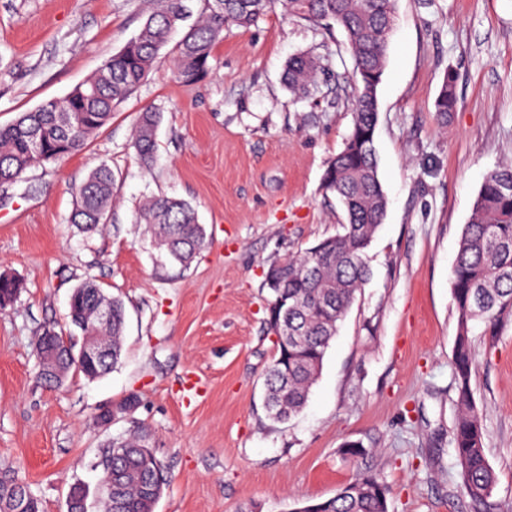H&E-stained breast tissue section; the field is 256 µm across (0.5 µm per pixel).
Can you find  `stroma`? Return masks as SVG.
Returning a JSON list of instances; mask_svg holds the SVG:
<instances>
[{
  "instance_id": "35a3bbf8",
  "label": "stroma",
  "mask_w": 512,
  "mask_h": 512,
  "mask_svg": "<svg viewBox=\"0 0 512 512\" xmlns=\"http://www.w3.org/2000/svg\"><path fill=\"white\" fill-rule=\"evenodd\" d=\"M155 0H0V124L87 80L135 37ZM378 90V175L387 208L367 251L371 277L341 323L304 409L262 407L275 350L263 268L345 223L323 189L352 128L353 61L344 32L289 16L282 0L225 28L208 75L174 74L162 49L149 80L63 160L0 185V273L21 285L0 310V472L25 478L44 512L70 489L101 497L112 439L140 429L165 467L155 512H291L333 497L359 442L389 489V512H472L450 444L457 410L451 268L485 174L512 160V0H396ZM321 66L310 94L284 80L290 57ZM457 108L435 110L447 74ZM161 112L151 162L132 143L140 112ZM111 167L118 202L105 230L70 222L73 188ZM189 203L206 245L168 262L135 216L145 197ZM95 277L122 299L116 367L45 386L34 348L66 325L72 289ZM471 380L483 413L493 499L512 505V321L474 328ZM136 395L109 425L102 412Z\"/></svg>"
}]
</instances>
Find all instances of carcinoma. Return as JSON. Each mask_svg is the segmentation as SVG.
I'll return each mask as SVG.
<instances>
[{
    "mask_svg": "<svg viewBox=\"0 0 512 512\" xmlns=\"http://www.w3.org/2000/svg\"><path fill=\"white\" fill-rule=\"evenodd\" d=\"M272 0H204L193 23L186 0H157L139 33L107 59L84 85L91 95L81 98L73 90L22 112L0 125V180L8 183L26 170L42 165L29 149L33 137L42 150L59 160L83 147L111 119L117 105L130 97L149 77L153 64L173 34L183 31L173 47L177 77L185 84L204 77L215 41L224 27L251 25ZM395 0H286L288 13L312 23L331 22L346 34L354 62L355 97L353 125L344 148L327 164L324 190L335 195L347 214L341 231L315 246L275 259L268 268L286 266L288 274L276 283L264 280L269 290L267 319L288 318V346L276 345L272 363L263 376V408L267 417L281 422L300 412L316 383L323 360L339 324L353 305L357 292L370 279L367 249L383 223L386 196L378 176L375 131L378 122L377 91L384 75L389 38L394 23ZM318 66L314 58L299 54L288 60V89L305 96L315 85ZM453 75H448L435 102V111L448 116L457 97ZM161 113L140 114L134 146L148 161L152 157ZM114 195L112 169L95 168L75 189L70 222L84 233L99 230L97 216L110 215ZM135 223L143 224L167 258L188 267L206 240L203 225L185 202L164 195L153 196L137 211ZM452 298L457 333L451 364L458 416L452 444L462 485L477 512H501L492 501L496 475L485 452L482 413L471 388L473 324H484V335L493 339L501 324L512 319V161L502 163L484 177L468 224L463 226L451 269ZM107 303L112 321L98 322L96 309ZM68 324L81 334L100 333L111 343L106 363L81 374L97 379L118 363L125 325L121 299L105 295L96 280L88 278L72 291ZM344 455L356 472L335 496L306 503L293 512H388V491L376 475L362 467L368 450L349 442ZM120 477L112 482L114 512H155L166 484L161 462L151 452L147 434L136 431L112 441L104 460Z\"/></svg>",
    "mask_w": 512,
    "mask_h": 512,
    "instance_id": "cac0c4a2",
    "label": "carcinoma"
}]
</instances>
